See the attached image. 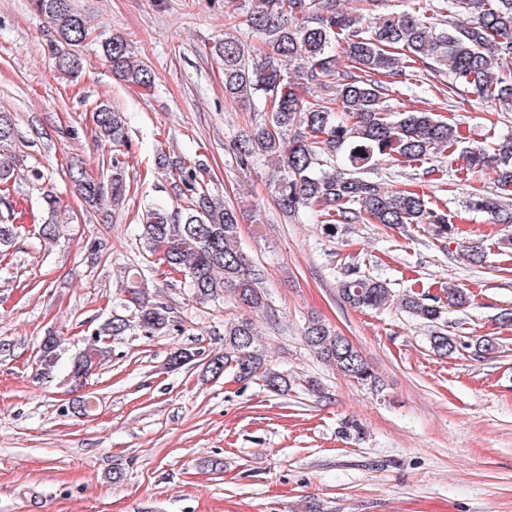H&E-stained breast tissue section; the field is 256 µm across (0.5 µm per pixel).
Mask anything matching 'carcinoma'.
Segmentation results:
<instances>
[{
  "mask_svg": "<svg viewBox=\"0 0 512 512\" xmlns=\"http://www.w3.org/2000/svg\"><path fill=\"white\" fill-rule=\"evenodd\" d=\"M35 9L54 29L68 50L55 56L54 68L73 76L81 67V48L93 36L91 17L74 8L72 0H34ZM245 35L257 36L260 46L229 32L209 48L224 69V95L253 106L251 129L232 146L237 166L245 171L261 157L275 160L271 191L282 214L303 210L315 213L323 233L334 238L341 224H382L408 229L430 224L434 235L448 238L452 220L443 205L411 188L387 189L365 177L382 161L410 165L461 142L458 127L431 109L416 108L391 114L387 97L392 86L417 64L423 70L448 74L447 88L439 95L450 103L460 92L473 93L512 112V0H451L431 14L404 11L391 15L348 12L337 0H244ZM104 59L122 81L142 89L154 85L151 67L136 58L122 35L100 41ZM348 62L337 70V53ZM315 87L326 95L306 98L300 88ZM336 98H331V95ZM94 134L112 147L127 145L126 119L109 103L93 111ZM341 157V166L333 158ZM465 170H491L494 190L477 197L474 208L497 224H512V137L498 142L493 152L482 149L460 153ZM157 164L167 170L176 207L151 205L142 215L141 248L162 274L177 278L189 297L204 304L229 296L241 307L261 310L267 297L261 270L248 263L239 244L236 210L214 197L205 179L204 163L184 157L171 161L166 154ZM128 161L112 154V173L98 179L81 167L71 169L76 193L91 207L105 196L118 204L127 191ZM47 219L39 236L59 235L57 214L62 199L42 192ZM123 298L119 307L97 330V339L71 358L68 370L75 385L84 371L97 368L110 355L108 340L137 327L148 336L175 328L172 308L150 296L151 281L134 267L121 270ZM346 304L358 310L384 308L393 294L388 283L351 268L340 285ZM446 298L424 292L401 295L399 305L412 316L431 324L427 340L432 352L448 358L460 350L477 356L498 352L494 336L467 341L442 323L444 305L467 302L464 289H443ZM306 346L323 363L360 384L375 383V375L361 352L344 336L320 321L307 324ZM61 338L50 332L40 343V364L52 372L60 360ZM195 353L176 349L168 363L177 370ZM207 371L229 375L237 382H262L267 391L286 396L300 378L267 360L254 323L241 318L224 324V352L212 356Z\"/></svg>",
  "mask_w": 512,
  "mask_h": 512,
  "instance_id": "carcinoma-1",
  "label": "carcinoma"
}]
</instances>
